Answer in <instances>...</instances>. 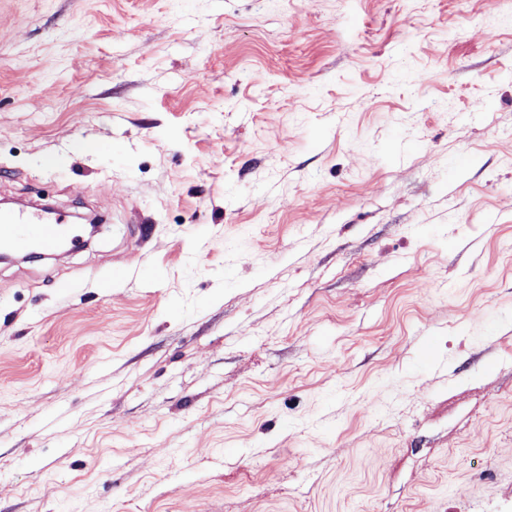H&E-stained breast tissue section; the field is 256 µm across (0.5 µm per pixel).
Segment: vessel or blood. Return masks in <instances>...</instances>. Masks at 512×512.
Returning a JSON list of instances; mask_svg holds the SVG:
<instances>
[{
  "label": "vessel or blood",
  "instance_id": "b4317fda",
  "mask_svg": "<svg viewBox=\"0 0 512 512\" xmlns=\"http://www.w3.org/2000/svg\"><path fill=\"white\" fill-rule=\"evenodd\" d=\"M79 245L80 237L70 231L61 213L51 215L36 211L0 212V247L12 251L39 250L51 252L62 240Z\"/></svg>",
  "mask_w": 512,
  "mask_h": 512
}]
</instances>
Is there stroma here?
<instances>
[{
    "mask_svg": "<svg viewBox=\"0 0 512 512\" xmlns=\"http://www.w3.org/2000/svg\"><path fill=\"white\" fill-rule=\"evenodd\" d=\"M38 198L0 512H512V0H0Z\"/></svg>",
    "mask_w": 512,
    "mask_h": 512,
    "instance_id": "stroma-1",
    "label": "stroma"
}]
</instances>
